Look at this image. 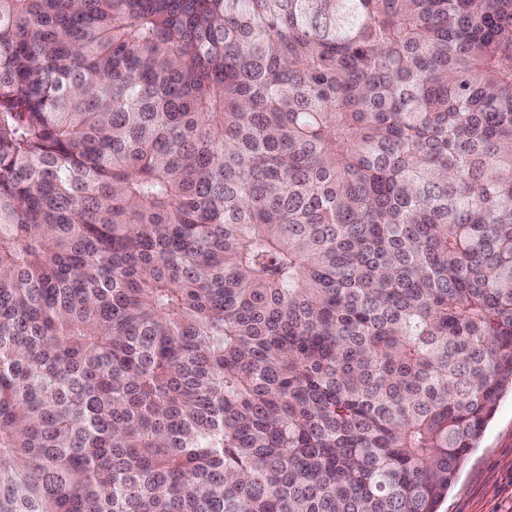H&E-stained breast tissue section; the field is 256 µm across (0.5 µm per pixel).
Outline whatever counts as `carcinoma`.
<instances>
[{"instance_id": "1", "label": "carcinoma", "mask_w": 512, "mask_h": 512, "mask_svg": "<svg viewBox=\"0 0 512 512\" xmlns=\"http://www.w3.org/2000/svg\"><path fill=\"white\" fill-rule=\"evenodd\" d=\"M512 388V0H0V512H437Z\"/></svg>"}]
</instances>
